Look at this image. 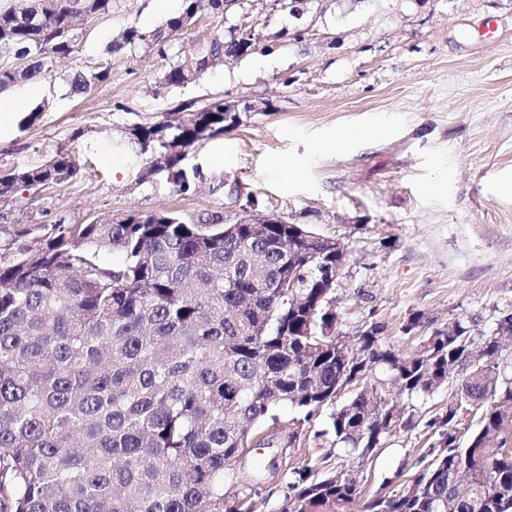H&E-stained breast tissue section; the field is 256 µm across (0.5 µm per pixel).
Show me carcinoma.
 Wrapping results in <instances>:
<instances>
[{
    "instance_id": "cac0c4a2",
    "label": "carcinoma",
    "mask_w": 512,
    "mask_h": 512,
    "mask_svg": "<svg viewBox=\"0 0 512 512\" xmlns=\"http://www.w3.org/2000/svg\"><path fill=\"white\" fill-rule=\"evenodd\" d=\"M22 0L0 10V44L24 61L0 71V90L45 72L75 39L59 32L79 16L109 12L112 0ZM201 0H181L162 28L131 26L108 51L148 45L162 57L195 17ZM225 52L242 56L238 29ZM204 50H179L162 83H186ZM109 77L78 73L75 93ZM178 120L135 124L118 147L141 160L139 180L157 175L179 194L201 172L185 164L199 143L237 121L224 99ZM68 153L38 167L0 170V191L41 190L69 181ZM188 224L173 212H131L118 221L42 224L12 255H0V512H255L260 488L240 478L239 449L272 448L276 430L306 426L329 411L320 436H333L357 467L398 432L426 420L430 454L411 479L364 502L359 473H291L280 512H512V373L494 361L497 336L468 352L471 329H440L404 355L363 335L343 351L329 275L336 254L296 224ZM121 256L106 267L98 254ZM297 281L288 287V266ZM398 388L371 419L364 397L336 396L342 375ZM455 384L448 408L425 418L413 398ZM482 408L467 440L456 436L459 406ZM300 416L289 422L282 408Z\"/></svg>"
}]
</instances>
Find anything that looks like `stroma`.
Here are the masks:
<instances>
[{
  "mask_svg": "<svg viewBox=\"0 0 512 512\" xmlns=\"http://www.w3.org/2000/svg\"><path fill=\"white\" fill-rule=\"evenodd\" d=\"M153 0H112L109 13L80 21L77 46L46 62V110L0 144V169L37 167L57 152L78 171L60 187L18 192L0 205V250L24 243L28 216L40 224H85L133 211L168 210L198 223L219 213H277L338 240L346 254L333 293L347 338L371 324L400 352L461 319L473 335L491 334L512 313V0H303L290 13L276 0H239L225 13L201 9L180 43L192 49L251 30L254 51L216 56L199 76L165 87L168 66L156 50L110 51L128 27L151 31ZM497 39L485 41V23ZM277 54L279 64L259 60ZM104 66L106 82L70 89L78 71ZM224 97L239 121L203 142L224 166L179 195L164 176L139 182L113 175L103 160L128 128L161 120L182 102ZM372 127L341 151L331 141ZM422 325L404 327L413 315ZM322 419L287 449H252L245 473L259 482L257 512H278L288 476L272 470L288 456L321 473L359 470L365 496L385 480L411 476L430 449L426 426L392 439L366 466L321 436Z\"/></svg>",
  "mask_w": 512,
  "mask_h": 512,
  "instance_id": "obj_1",
  "label": "stroma"
}]
</instances>
